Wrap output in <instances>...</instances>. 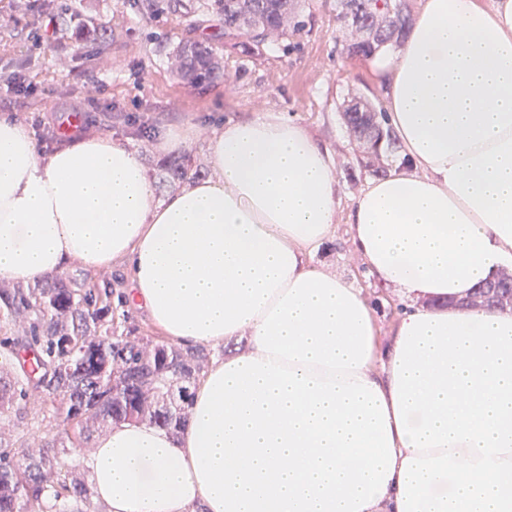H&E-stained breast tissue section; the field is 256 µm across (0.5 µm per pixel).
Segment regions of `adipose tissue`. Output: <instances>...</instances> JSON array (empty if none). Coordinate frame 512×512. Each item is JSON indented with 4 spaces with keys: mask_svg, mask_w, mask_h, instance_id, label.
<instances>
[{
    "mask_svg": "<svg viewBox=\"0 0 512 512\" xmlns=\"http://www.w3.org/2000/svg\"><path fill=\"white\" fill-rule=\"evenodd\" d=\"M404 168L348 214L354 255L406 307L311 254L336 234L333 152L279 112L224 120L212 173L155 202L127 140L42 154L0 115V283L120 266L130 302L214 360L178 432L118 422L85 462L107 512H512V0H424L371 63ZM510 282L511 275H509L508 273H503L495 280L480 285L477 291L474 292L472 297L476 298L484 294H489L493 290V288H495L494 294H497L496 290H499L497 298L495 297V295L489 297L487 299L485 306L511 307L509 304Z\"/></svg>",
    "mask_w": 512,
    "mask_h": 512,
    "instance_id": "1",
    "label": "adipose tissue"
}]
</instances>
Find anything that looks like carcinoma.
<instances>
[{
    "mask_svg": "<svg viewBox=\"0 0 512 512\" xmlns=\"http://www.w3.org/2000/svg\"><path fill=\"white\" fill-rule=\"evenodd\" d=\"M395 0H336V39L345 54L364 60L407 34L410 22L394 11ZM206 9L224 19V49L260 56L269 44L288 40L298 25L297 0H211ZM177 74L198 85L224 79L217 52L195 40L176 51ZM350 130L375 157L394 155L397 144L383 113L369 102L363 111L345 113ZM159 183L173 187L201 173L187 156L157 165ZM512 276L504 273L479 286L473 297L498 290L486 305L509 306ZM123 295L87 275L59 274L26 287L0 288V318L19 323L22 340L0 339L6 350L0 361V415L21 410L29 386L50 402L48 438L38 448L0 450V512H84L66 503L90 502L87 485L69 477L55 444L83 448L93 432L114 422L146 421L176 431L186 422L188 388L211 360L203 345L181 348L154 343L125 329ZM34 359L22 373L9 370L19 351Z\"/></svg>",
    "mask_w": 512,
    "mask_h": 512,
    "instance_id": "cac0c4a2",
    "label": "carcinoma"
}]
</instances>
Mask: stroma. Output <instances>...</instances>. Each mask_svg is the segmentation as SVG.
Masks as SVG:
<instances>
[{"label": "stroma", "mask_w": 512, "mask_h": 512, "mask_svg": "<svg viewBox=\"0 0 512 512\" xmlns=\"http://www.w3.org/2000/svg\"><path fill=\"white\" fill-rule=\"evenodd\" d=\"M206 0H38L41 12L60 17L55 35L35 41L32 19L22 0H0V76L21 75L37 89L36 95L0 102L29 129L40 117L61 109L49 91L59 83L82 91L86 83H102L97 100L84 104L92 132L131 139L147 167L162 161L151 142L134 138L119 125L116 110L147 115L155 127L192 122L198 138L189 146L210 174L208 140L214 122L279 111L300 122L320 143L334 152L340 184L336 236L313 256L316 265L335 269L355 287L364 289L373 304L381 335H388L401 301L394 290L377 286L357 260L346 222L353 198L372 180L346 128L342 109L351 95L383 109L384 94L373 87L369 64L347 58L335 38L336 0H301L299 30L284 44H273L262 56L226 55L228 82L192 87L172 71L169 56L185 40L195 39L224 49V27L204 8ZM107 21L111 36L107 48L81 36L83 27ZM46 405L39 391L26 404L24 431L0 429V444L38 447L47 429Z\"/></svg>", "instance_id": "35a3bbf8"}]
</instances>
